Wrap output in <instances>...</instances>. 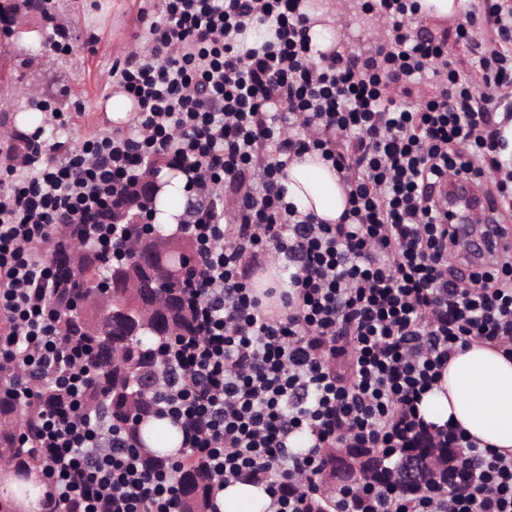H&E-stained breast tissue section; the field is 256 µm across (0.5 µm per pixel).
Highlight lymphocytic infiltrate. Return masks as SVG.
Wrapping results in <instances>:
<instances>
[{
  "mask_svg": "<svg viewBox=\"0 0 512 512\" xmlns=\"http://www.w3.org/2000/svg\"><path fill=\"white\" fill-rule=\"evenodd\" d=\"M367 8L390 22L383 42L322 51L305 0H161L148 54L112 72L135 102L134 128L60 161L29 153L23 178L0 189V371L27 368L10 382L26 401L42 382H75L47 306L45 243L77 224L115 253L107 211L151 155L175 160L203 203L183 213L197 333L157 347L155 410L179 427V452L150 471L100 412L51 414L47 512H180L188 460L215 489L252 480L272 512H306L326 449L374 448L391 465L427 433L417 405L452 356L475 341L512 356V251L463 285L435 194L460 174L490 175L512 212L495 120L512 113V0H483L451 41L414 24L416 0ZM466 63L478 85L460 82ZM311 151L343 182L339 223L286 199L285 167ZM271 254L289 273L274 314L250 284ZM437 434L462 451L449 480L431 473L415 496L358 485L340 493V512H512V455L450 425Z\"/></svg>",
  "mask_w": 512,
  "mask_h": 512,
  "instance_id": "1",
  "label": "lymphocytic infiltrate"
}]
</instances>
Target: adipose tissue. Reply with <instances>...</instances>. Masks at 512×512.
I'll list each match as a JSON object with an SVG mask.
<instances>
[{"label":"adipose tissue","instance_id":"adipose-tissue-1","mask_svg":"<svg viewBox=\"0 0 512 512\" xmlns=\"http://www.w3.org/2000/svg\"><path fill=\"white\" fill-rule=\"evenodd\" d=\"M287 198L299 210L338 223L347 197L331 163L312 152L285 169ZM426 422L452 424L480 447L512 454V360L488 344L472 343L453 356L436 386L418 406ZM223 512H267L263 487L240 481L220 493Z\"/></svg>","mask_w":512,"mask_h":512}]
</instances>
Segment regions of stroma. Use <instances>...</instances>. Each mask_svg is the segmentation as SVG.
Returning a JSON list of instances; mask_svg holds the SVG:
<instances>
[{
  "mask_svg": "<svg viewBox=\"0 0 512 512\" xmlns=\"http://www.w3.org/2000/svg\"><path fill=\"white\" fill-rule=\"evenodd\" d=\"M152 0H58L67 30L68 52H50L31 62L17 53L0 54L11 71H25L28 81L45 85L49 93L69 86L61 99L60 124L52 128L56 158L80 150L95 135L112 128L104 109L118 86L112 67L130 54H146L148 39L143 18Z\"/></svg>",
  "mask_w": 512,
  "mask_h": 512,
  "instance_id": "obj_1",
  "label": "stroma"
}]
</instances>
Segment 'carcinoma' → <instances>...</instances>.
<instances>
[{
	"mask_svg": "<svg viewBox=\"0 0 512 512\" xmlns=\"http://www.w3.org/2000/svg\"><path fill=\"white\" fill-rule=\"evenodd\" d=\"M21 10L37 19L46 14L44 0H0V14ZM17 43L34 54L44 51H63L67 45L46 35V32L24 30L8 36L7 44ZM52 97L38 102L23 101L14 109L23 113L25 126L15 124L6 128L0 139V153L8 157L24 153L32 141L30 130L43 131V114L56 110ZM138 236H133L128 248L121 249L114 260L87 245L79 231L72 226L63 230L60 239L53 242L50 263L53 269L54 289L50 294L53 308L57 310L55 326L66 343L75 346L74 366L88 375L84 402L87 406L104 408L109 422L127 423L130 411L139 413L140 423L131 428L136 451L149 468L160 467L168 461L169 448L175 443V434L163 425L151 423L154 419L152 394L158 387L153 364L155 335L147 320L125 329L112 324L111 311L138 300L132 288H112L109 296L101 300L82 302L89 289L112 283V277L120 274L124 280L134 282L141 278L151 264V258L140 254ZM193 252L189 239L162 238L154 246L155 251L166 248ZM168 284L166 289L167 320L180 336L195 334L194 312L186 288L183 286L182 269L177 260L164 256ZM72 399L65 386L47 384L41 390L40 399L22 405L8 387L0 386V459L15 474L16 486L7 497H0V512H17L15 501L34 494L35 485L30 483L29 469L43 466V449L38 437L42 426L43 411L59 410L71 405ZM23 436L26 447L18 444ZM424 440L433 444L438 452V466L448 471L457 457L448 445L430 433ZM349 469L357 480L370 479L386 487L391 485L392 470L384 468L376 450L371 448H347ZM213 489L205 469L195 463L184 465L181 485L182 512H209Z\"/></svg>",
	"mask_w": 512,
	"mask_h": 512,
	"instance_id": "1",
	"label": "carcinoma"
}]
</instances>
